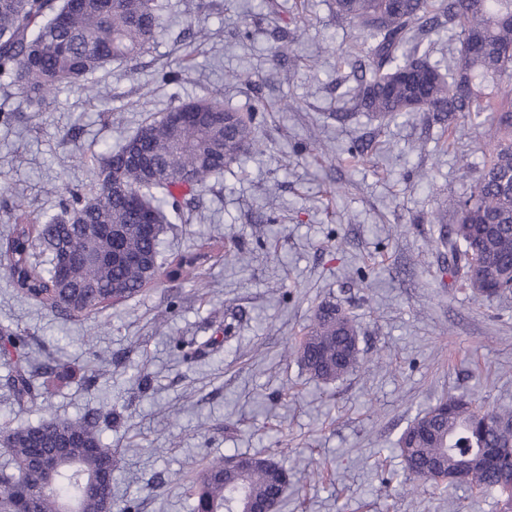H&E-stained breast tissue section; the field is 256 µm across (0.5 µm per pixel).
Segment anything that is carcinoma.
<instances>
[{
  "label": "carcinoma",
  "instance_id": "1",
  "mask_svg": "<svg viewBox=\"0 0 512 512\" xmlns=\"http://www.w3.org/2000/svg\"><path fill=\"white\" fill-rule=\"evenodd\" d=\"M336 19L355 24L374 40L366 55L370 79L351 90L354 109L371 118L419 116L454 131L465 117H484L497 137L481 168L471 173L469 192L449 200L457 222L440 228L448 273L474 295L492 301L512 291V0H335ZM457 29L448 69L420 49L422 36L440 19ZM161 0H0V85L15 87L28 105L42 109L64 86L114 61H129L164 31ZM189 108L202 119L174 130L169 112ZM256 101L243 114L216 97L183 101L147 120L118 148L102 155L93 172L96 194L60 196L56 214L34 215L21 202L0 238V266L24 298L68 319L94 318L105 306L125 301L159 282L198 281L218 240L174 260L161 249L166 224L193 220L187 196L261 145ZM138 145L147 170L131 162ZM157 225L144 231L143 221ZM89 244L98 256L59 274L64 250ZM25 337L0 328V355L15 357L7 378L20 407L41 397L28 369ZM318 383L329 384L361 362L358 328L341 306L319 305L300 341L285 350ZM0 453L12 472L0 473V512H106L112 504L115 455L103 443L96 420L44 417L37 424L5 426ZM67 443L56 480L44 484L35 457ZM396 448L411 487L434 480L465 483L501 497L512 512V411L486 409L470 396L439 399L400 434ZM244 470L209 462L192 480V512H231L235 502H280L289 472L272 457L253 456Z\"/></svg>",
  "mask_w": 512,
  "mask_h": 512
}]
</instances>
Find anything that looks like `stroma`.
I'll use <instances>...</instances> for the list:
<instances>
[{
  "mask_svg": "<svg viewBox=\"0 0 512 512\" xmlns=\"http://www.w3.org/2000/svg\"><path fill=\"white\" fill-rule=\"evenodd\" d=\"M165 2L169 22L149 52L88 76L105 96L69 85L36 112L0 88L14 111L0 123V233L14 201L52 212L66 191L89 192L85 157L178 100L215 95L245 111L261 99L264 151L210 180L198 220L163 236L169 252L222 236L227 253L197 283L164 282L104 309L94 337L89 320L61 322L0 271V326L25 336L34 367L60 358L79 372L22 411L0 363V427L118 413L102 431L117 453L114 512H192V471L233 454L288 466L280 512H501L497 494L463 485L409 492L394 449L442 397L512 407V292L488 302L458 290L433 245L440 201L469 190L458 157L481 165L488 126L465 119L448 136L352 112L364 33L337 22L335 0ZM191 25L209 38L186 36ZM278 39L291 49L276 60ZM172 70L178 82L166 80ZM234 72L253 83L228 81ZM353 145L364 155L351 157ZM328 300L354 316L363 365L323 385L283 351Z\"/></svg>",
  "mask_w": 512,
  "mask_h": 512,
  "instance_id": "stroma-1",
  "label": "stroma"
}]
</instances>
